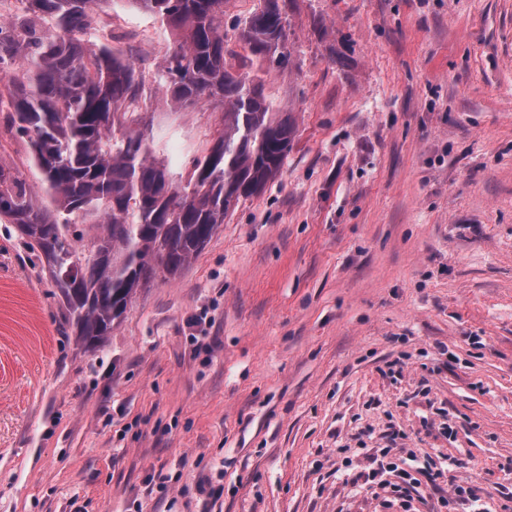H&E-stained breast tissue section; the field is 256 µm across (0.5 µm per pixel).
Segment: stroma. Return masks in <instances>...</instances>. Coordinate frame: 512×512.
Wrapping results in <instances>:
<instances>
[{
    "instance_id": "stroma-1",
    "label": "stroma",
    "mask_w": 512,
    "mask_h": 512,
    "mask_svg": "<svg viewBox=\"0 0 512 512\" xmlns=\"http://www.w3.org/2000/svg\"><path fill=\"white\" fill-rule=\"evenodd\" d=\"M263 73L288 157L170 281L77 344L0 220V512H387L376 448L512 512V0H291ZM146 78L170 30L98 0L84 34ZM181 167L207 104L148 109Z\"/></svg>"
}]
</instances>
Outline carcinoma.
<instances>
[{
  "label": "carcinoma",
  "mask_w": 512,
  "mask_h": 512,
  "mask_svg": "<svg viewBox=\"0 0 512 512\" xmlns=\"http://www.w3.org/2000/svg\"><path fill=\"white\" fill-rule=\"evenodd\" d=\"M20 2V15L0 23V112L5 133L27 143L24 165L41 191L1 163L0 217L40 250L74 335L95 347L137 289L181 273L280 172L294 124L270 111L261 76L228 61L227 0H133L174 33L156 78L169 107L204 100L221 110L213 144L177 173L154 156L153 126L138 112L152 91L135 62L82 39L94 0ZM238 26L242 58L289 65L279 0ZM82 224L101 232L86 241Z\"/></svg>",
  "instance_id": "1"
}]
</instances>
